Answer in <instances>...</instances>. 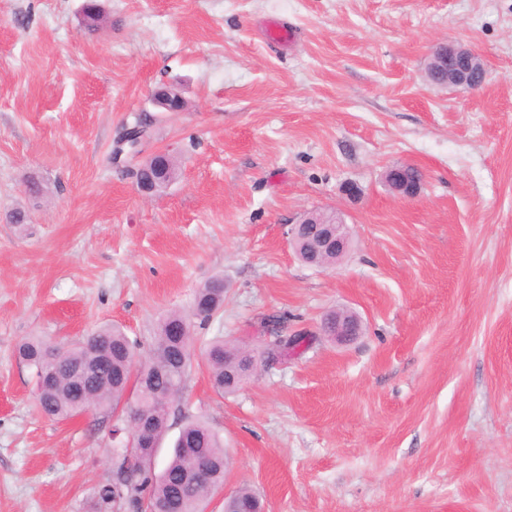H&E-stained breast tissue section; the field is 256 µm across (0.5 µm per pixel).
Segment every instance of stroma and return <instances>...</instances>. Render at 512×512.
<instances>
[{"mask_svg":"<svg viewBox=\"0 0 512 512\" xmlns=\"http://www.w3.org/2000/svg\"><path fill=\"white\" fill-rule=\"evenodd\" d=\"M99 2L91 34L85 0H0V512H92L112 477L107 429L42 416L17 345L114 323L147 350L217 275L164 448L203 417L224 492L266 512H512V0ZM441 42L481 59V88L428 81ZM162 85L183 111L156 108ZM159 151L179 175L147 196L131 172ZM403 165L411 198L386 181ZM320 208L351 236L328 268L288 241ZM332 311L359 335H324ZM272 316L311 346L215 394L207 342L265 352Z\"/></svg>","mask_w":512,"mask_h":512,"instance_id":"stroma-1","label":"stroma"}]
</instances>
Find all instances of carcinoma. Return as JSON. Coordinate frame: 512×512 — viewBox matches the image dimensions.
I'll list each match as a JSON object with an SVG mask.
<instances>
[{
    "label": "carcinoma",
    "instance_id": "obj_1",
    "mask_svg": "<svg viewBox=\"0 0 512 512\" xmlns=\"http://www.w3.org/2000/svg\"><path fill=\"white\" fill-rule=\"evenodd\" d=\"M103 20L101 5L88 0L83 25L94 32ZM224 278L214 277L198 288L190 314L167 313L156 328L145 359H140L129 338L117 326L103 325L82 340L59 348L53 360L40 336L22 341L19 359L37 377L36 403L46 416L65 420L81 412L101 411L109 432L133 418L148 424L154 444L168 430L171 406L183 393L192 369L194 321L207 325L224 306ZM304 336H278L270 356H286L302 346ZM245 349L222 337L207 350V367L214 392L234 394L256 366L244 357ZM205 477L190 482L184 478L197 465ZM112 479L99 485L93 512H145L156 502L171 505L170 512H204V504L224 484L227 458L224 443L204 422L184 418L171 455L160 473L152 471L151 459L116 451L112 455ZM237 512L261 508L257 494L243 486L230 495Z\"/></svg>",
    "mask_w": 512,
    "mask_h": 512
}]
</instances>
